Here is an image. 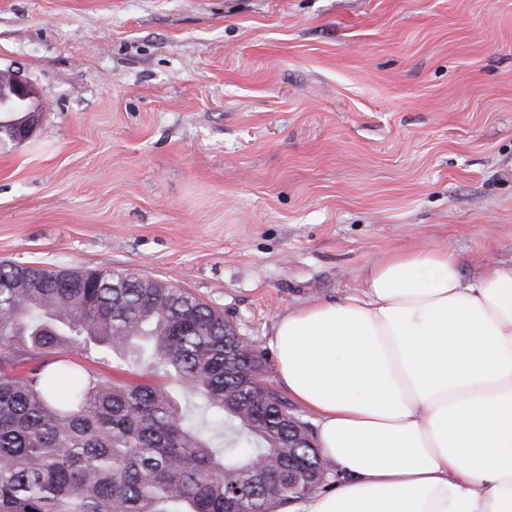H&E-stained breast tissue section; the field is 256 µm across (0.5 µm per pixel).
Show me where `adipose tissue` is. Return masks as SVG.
<instances>
[{
  "mask_svg": "<svg viewBox=\"0 0 512 512\" xmlns=\"http://www.w3.org/2000/svg\"><path fill=\"white\" fill-rule=\"evenodd\" d=\"M271 342L338 473L302 512H512V264L468 279L452 249H397Z\"/></svg>",
  "mask_w": 512,
  "mask_h": 512,
  "instance_id": "adipose-tissue-1",
  "label": "adipose tissue"
}]
</instances>
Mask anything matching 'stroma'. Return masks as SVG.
<instances>
[{
	"instance_id": "35a3bbf8",
	"label": "stroma",
	"mask_w": 512,
	"mask_h": 512,
	"mask_svg": "<svg viewBox=\"0 0 512 512\" xmlns=\"http://www.w3.org/2000/svg\"><path fill=\"white\" fill-rule=\"evenodd\" d=\"M43 104L0 146V261L279 315L414 245L512 263V0H0Z\"/></svg>"
}]
</instances>
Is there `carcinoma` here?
Returning a JSON list of instances; mask_svg holds the SVG:
<instances>
[{
    "label": "carcinoma",
    "mask_w": 512,
    "mask_h": 512,
    "mask_svg": "<svg viewBox=\"0 0 512 512\" xmlns=\"http://www.w3.org/2000/svg\"><path fill=\"white\" fill-rule=\"evenodd\" d=\"M42 109L0 76V112L21 113L0 129ZM113 354L178 378L202 418L157 382L89 366ZM257 373L224 314L184 288L0 262V512H279L331 472L288 447L302 419L276 390L242 387ZM220 431L222 448L207 437Z\"/></svg>",
    "instance_id": "cac0c4a2"
}]
</instances>
